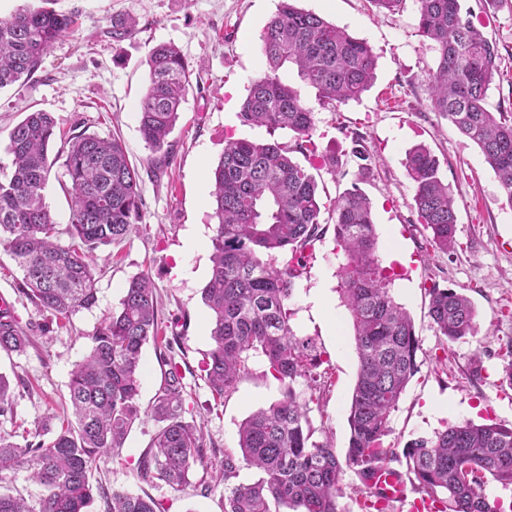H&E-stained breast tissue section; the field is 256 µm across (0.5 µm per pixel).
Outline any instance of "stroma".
<instances>
[{"label": "stroma", "instance_id": "1", "mask_svg": "<svg viewBox=\"0 0 512 512\" xmlns=\"http://www.w3.org/2000/svg\"><path fill=\"white\" fill-rule=\"evenodd\" d=\"M279 0H0V20L19 8H47L74 21L72 36L58 41L31 78L0 90V162L10 130L29 112L52 113L66 136L118 135L142 180V219L124 242L101 252L98 301L74 314L69 323L51 322L19 291L22 278L7 250L0 247V293L11 297L14 314L32 343L24 353L0 350V374L15 399L0 416V434L24 436L49 417L67 410L70 375L87 354L90 336L113 310L137 274H148L159 302V316L176 335L173 356L183 375L186 422L201 426L208 459L238 454V426L252 411L282 396L268 375L266 359L251 355L249 372L238 390L218 404L203 379L201 362L211 346V318L202 290L211 271L210 252H192L190 238L213 237L209 172L228 137L263 141L265 129L242 124L238 113L250 82L263 66L260 34L276 14ZM298 8L319 14L365 40L377 57L372 86L338 111L319 106L315 89L302 86L313 106L315 141L335 155L336 174L322 173L324 196L334 198L359 185L373 204L382 248L400 243L409 261L397 264L392 293L410 313L421 340V370L391 416L385 443L401 448L431 437L447 425L491 418L512 426V387L502 369L512 355V200L486 164L476 144L462 136L430 104L428 74L438 52L420 36L416 0H404L398 13L376 11L368 0H296ZM479 12L485 36L502 54V76L487 99L490 111L512 107V0L482 11L479 0H463ZM135 20L136 33L123 41L107 35L113 18ZM176 45L194 75L169 137L168 164H151L139 133L137 103L149 81L147 59L156 45ZM363 136L372 154L373 173L359 178L346 131ZM426 144L440 162L439 175L457 203L456 237L451 254L423 255L429 236L414 207L413 187L404 162L407 151ZM333 232L315 246L311 268L296 283L290 306L297 335L312 338L321 354L318 369L323 394L313 406L314 426L326 427L338 452L349 437V399L358 357L351 320L339 293ZM455 288L477 310L476 336L457 342L436 336L428 317L431 283ZM481 354L480 379L469 375V360ZM447 355L446 373H435L436 356ZM157 428L153 419L135 423L116 457L100 460L93 485L149 495L168 512H223L224 484L195 469L183 490L145 482L139 462Z\"/></svg>", "mask_w": 512, "mask_h": 512}]
</instances>
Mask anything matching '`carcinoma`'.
<instances>
[{
  "instance_id": "carcinoma-1",
  "label": "carcinoma",
  "mask_w": 512,
  "mask_h": 512,
  "mask_svg": "<svg viewBox=\"0 0 512 512\" xmlns=\"http://www.w3.org/2000/svg\"><path fill=\"white\" fill-rule=\"evenodd\" d=\"M418 32L438 50L428 75L432 109L481 150L512 201V108L486 107L500 74L501 54L462 0H417ZM136 31L129 19L112 21V40ZM73 33L72 20L43 10L19 9L0 20V90L31 77L60 39ZM263 72L254 78L239 118L269 133L288 130L295 145L276 140L227 139L213 170L210 197L215 219L212 267L202 300L212 317V347L201 371L214 399L232 395L248 372L250 354L268 361L270 375L284 385L280 400L251 413L239 426L240 455H224V481L240 468L260 478L227 488L224 512H338L344 467L360 481L361 512H387L372 479L393 469L406 490L441 504L438 512H512V501L489 500L487 479L512 486V427L494 420L451 425L403 448L384 447L390 418L406 388L420 372L419 336L406 309L391 293L393 274L382 265L372 205L356 185L322 202L313 171L336 173V157L314 140L315 112L298 87L279 71L297 69L301 82L316 89L321 106L337 109L357 100L374 79L377 58L366 41L293 0H280L260 35ZM149 84L138 102L139 132L152 161L165 163L167 138L179 118L193 70L180 49L160 44L149 54ZM57 121L49 112L28 113L9 134L10 170L0 165V246L22 272V293L60 321L97 301L96 251L121 243L142 219L140 176L115 136L83 133L66 142L61 182L70 197V224L61 230L45 201L54 162L49 147ZM298 152L308 161L294 159ZM351 154L371 171L372 157L362 139L352 137ZM405 167L414 186V204L430 236L425 252L457 250V205L439 176V161L425 144L411 148ZM334 224L344 260L338 269L342 298L353 327L358 374L349 410V440L339 455L323 430L314 427L310 404L322 384L313 369L322 363L315 343L300 337L290 320L296 280L309 268L322 239V213ZM67 240H62V235ZM428 317L436 335L456 342L477 333L470 298L437 283L426 289ZM158 302L148 275L132 277L112 313L90 337L86 357L69 382L74 419L46 422L34 440L18 445L0 436V476L26 465L43 488L38 506L0 493V512H86L94 499L91 472L104 457L119 454L141 416L159 423L139 469L146 482L162 481L175 490L207 458L201 427L183 421L184 387L172 360L173 341L159 336ZM153 343L166 370L154 404L138 403L141 355ZM30 336L14 314L0 313V350L22 353ZM303 382L309 396L296 393ZM14 393L0 375V415ZM105 512H166L149 496L99 490Z\"/></svg>"
}]
</instances>
